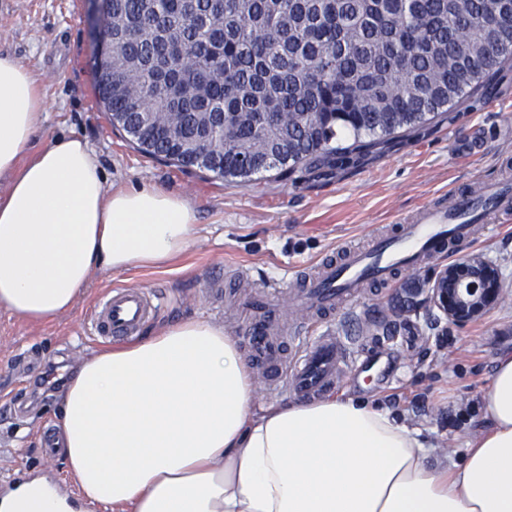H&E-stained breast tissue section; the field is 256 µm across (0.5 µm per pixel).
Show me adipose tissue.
Returning a JSON list of instances; mask_svg holds the SVG:
<instances>
[{
	"label": "adipose tissue",
	"mask_w": 512,
	"mask_h": 512,
	"mask_svg": "<svg viewBox=\"0 0 512 512\" xmlns=\"http://www.w3.org/2000/svg\"><path fill=\"white\" fill-rule=\"evenodd\" d=\"M45 101L0 54V308L68 311L93 272L161 270L196 217L157 186L106 191L85 140L32 151ZM224 327L181 319L108 347L72 377L58 426L87 500L119 512H512V355L494 359L489 423L463 462H430L419 430L343 394L257 405Z\"/></svg>",
	"instance_id": "1"
}]
</instances>
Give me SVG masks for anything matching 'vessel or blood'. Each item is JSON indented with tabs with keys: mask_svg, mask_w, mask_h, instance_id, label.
<instances>
[{
	"mask_svg": "<svg viewBox=\"0 0 512 512\" xmlns=\"http://www.w3.org/2000/svg\"><path fill=\"white\" fill-rule=\"evenodd\" d=\"M512 221V184H484L481 197L467 192L451 200L422 205L398 219L388 233L375 235L365 249L346 246L322 259L314 274L289 269L285 279L267 281L254 295L238 302L244 340L254 365L274 379L273 392L310 398L334 388L343 367L358 360L355 339L324 334L306 342L284 334L276 307L285 287H292L298 305L309 310H330L357 300L362 288L386 284L396 273L417 269L440 255L457 254L472 242L478 225ZM158 312L146 292L113 287L98 300L91 313L97 340L117 342L137 335Z\"/></svg>",
	"mask_w": 512,
	"mask_h": 512,
	"instance_id": "vessel-or-blood-1",
	"label": "vessel or blood"
}]
</instances>
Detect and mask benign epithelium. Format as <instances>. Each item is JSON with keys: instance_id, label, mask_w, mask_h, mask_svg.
I'll return each instance as SVG.
<instances>
[{"instance_id": "7a95c632", "label": "benign epithelium", "mask_w": 512, "mask_h": 512, "mask_svg": "<svg viewBox=\"0 0 512 512\" xmlns=\"http://www.w3.org/2000/svg\"><path fill=\"white\" fill-rule=\"evenodd\" d=\"M88 22L100 37V20L106 0H85ZM503 297L497 264L479 254H462L436 268L429 280L421 304L429 312L437 311L448 324L464 328L484 318Z\"/></svg>"}]
</instances>
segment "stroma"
Instances as JSON below:
<instances>
[{
	"label": "stroma",
	"mask_w": 512,
	"mask_h": 512,
	"mask_svg": "<svg viewBox=\"0 0 512 512\" xmlns=\"http://www.w3.org/2000/svg\"><path fill=\"white\" fill-rule=\"evenodd\" d=\"M94 49L83 0H0V52L13 54L39 76L46 101L35 148L57 136H80L97 156L108 187L157 185L180 194L196 215V231L172 269L93 273L73 307L45 323L0 308V398L16 407L10 416L0 415V479L36 473L71 491L76 483L62 449L47 450L42 439L45 427L56 426L65 393L49 391L31 402L38 374L20 371L17 364L35 356L58 363L61 374L72 377L100 350L87 312L107 288L161 295L153 328L202 317L238 339V315L218 306L209 291L212 273L245 266L258 286L280 278L284 265L308 267L338 245L368 243L422 202L478 191L484 181L512 182V59L499 65L486 104L466 97L430 124L365 152L355 165L309 160L291 172L227 181L158 161L131 145L99 100ZM469 250L496 260L512 292V223L479 227ZM434 269L429 263L399 273L391 286L372 287L348 310L310 315L285 294L279 312L285 327L309 328L314 337L340 329L347 314L367 315L364 332L381 333L395 373L378 378L353 366L339 391L422 430L438 459L458 462L466 441L488 426L482 393L493 360L512 352V295L482 320L457 328L414 305L412 292L426 288Z\"/></svg>",
	"instance_id": "obj_1"
}]
</instances>
